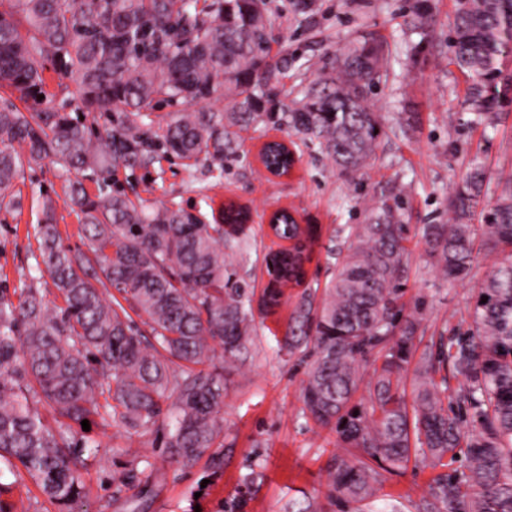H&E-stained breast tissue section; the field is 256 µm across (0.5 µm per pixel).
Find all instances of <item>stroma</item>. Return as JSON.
<instances>
[{
	"mask_svg": "<svg viewBox=\"0 0 512 512\" xmlns=\"http://www.w3.org/2000/svg\"><path fill=\"white\" fill-rule=\"evenodd\" d=\"M422 1L434 21L427 36L409 29ZM318 2L316 15L305 18L294 15L291 0H272L278 39L271 43L269 57L288 60L272 92L279 104L288 103L314 69L362 35L372 33L396 46L397 60L370 97L381 123L370 164L363 175L348 178L317 146L288 125L271 122L238 129L239 151L225 157L219 179L213 178L207 162L190 167L164 156L145 167L113 172L111 189L150 205L198 212L209 224L227 203L249 210L238 274L253 288L257 304L270 281L269 257L289 246L269 233V213L277 208L292 211L311 235L302 282L282 286L273 308L255 309L246 361L228 370L223 356L214 360L224 378L221 447L185 469L154 435L116 422H93L85 437L99 445L100 452L82 469L85 494L69 512H285L288 502L323 498L336 435L304 416L307 366L301 354L289 353L285 338L304 292L324 288L329 280L340 228L363 223L372 206L401 201L410 257L404 301L410 308L423 302L427 335L470 323L480 285L500 254L481 251L464 280L449 281L430 257L419 229L446 222L448 199L470 160L483 161L490 177L512 175V111L501 113L493 126L477 121L470 111L467 82L449 63L455 0ZM281 139L293 142L297 161L287 178L274 179L261 168L257 155L265 142ZM65 179L59 166L48 162L23 168L15 180L17 206L0 208V288L32 287L46 300H55L57 290L49 275L36 266L39 243L34 228L44 196H51L64 245L82 248L81 223L66 201ZM134 458L140 461L141 477L134 487H121L124 464ZM433 476L430 468L408 464L386 475L379 500L396 505L399 512H416Z\"/></svg>",
	"mask_w": 512,
	"mask_h": 512,
	"instance_id": "1",
	"label": "stroma"
}]
</instances>
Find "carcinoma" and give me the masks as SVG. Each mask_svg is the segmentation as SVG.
I'll use <instances>...</instances> for the list:
<instances>
[{
  "mask_svg": "<svg viewBox=\"0 0 512 512\" xmlns=\"http://www.w3.org/2000/svg\"><path fill=\"white\" fill-rule=\"evenodd\" d=\"M8 2L11 10L0 11V207L14 206L11 188L25 163L48 160L67 174L89 170L105 180L120 165L140 168L163 152L209 160L220 172L239 147L232 128L273 118L269 0ZM448 44L471 110L491 123L512 108V72L502 68L512 52V0H456ZM390 56L385 40L362 37L282 112L351 179L377 147L381 126L369 93ZM49 67L75 80L79 111L117 114L112 127L96 134L67 112L36 108ZM221 99L230 111L182 109ZM159 103L179 110L148 137L143 117ZM489 191L484 166L471 163L448 203V222L420 228L447 279L467 277L483 247L504 254L481 288L474 328L445 330L414 358L424 329L420 307L408 313L403 301L407 227L385 203L348 226L326 287L304 294L293 316L285 344L311 358L304 414L335 431L343 449L329 462L327 499L347 512H383L375 501L384 474L411 461L440 470L417 512H512V180L477 226L476 208ZM68 199L87 250L61 243L50 202L35 228L63 304L37 288L21 289L16 303L0 294V462L14 476L0 482V512H14L6 496L27 478L53 504L79 499L80 467L98 447L72 424L96 417L136 433L164 431L173 460L193 467L221 447L224 384L210 370L214 346L228 364L252 341L253 290L235 268L242 244L224 231L242 212L206 224L120 191L92 197L78 178L69 181ZM275 233L294 242L280 253V272L298 283L304 231L283 214ZM103 282L122 300L107 301L97 288ZM410 369L409 406L401 384ZM450 372L464 382L452 395ZM42 408L57 427L45 424ZM461 453L468 471L448 470Z\"/></svg>",
  "mask_w": 512,
  "mask_h": 512,
  "instance_id": "1",
  "label": "carcinoma"
}]
</instances>
